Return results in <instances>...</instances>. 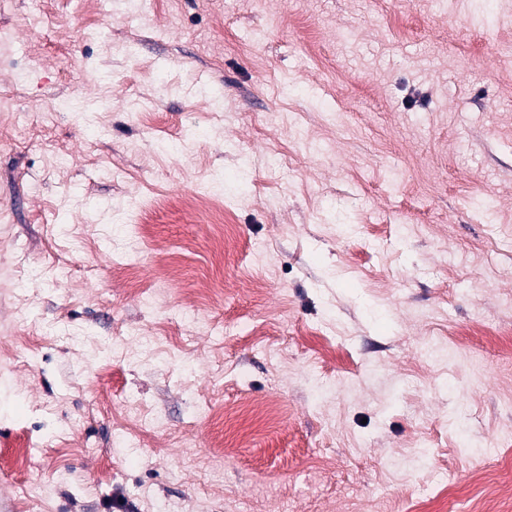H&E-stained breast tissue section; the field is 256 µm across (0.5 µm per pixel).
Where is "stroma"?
Listing matches in <instances>:
<instances>
[{
	"mask_svg": "<svg viewBox=\"0 0 512 512\" xmlns=\"http://www.w3.org/2000/svg\"><path fill=\"white\" fill-rule=\"evenodd\" d=\"M510 338L512 0H0V512H468Z\"/></svg>",
	"mask_w": 512,
	"mask_h": 512,
	"instance_id": "35a3bbf8",
	"label": "stroma"
}]
</instances>
